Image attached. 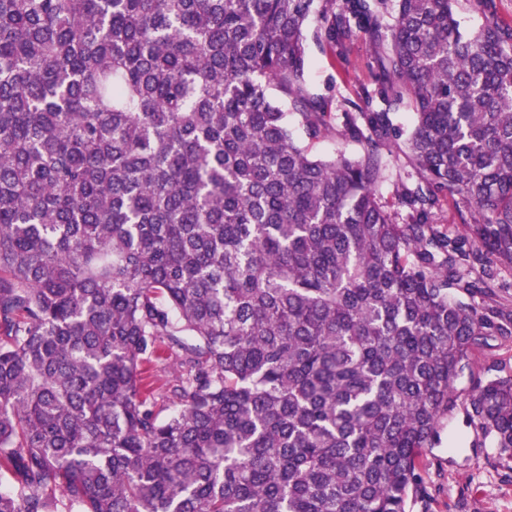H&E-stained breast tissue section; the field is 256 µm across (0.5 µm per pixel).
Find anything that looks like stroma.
<instances>
[{"mask_svg":"<svg viewBox=\"0 0 512 512\" xmlns=\"http://www.w3.org/2000/svg\"><path fill=\"white\" fill-rule=\"evenodd\" d=\"M375 48L366 34L347 41L343 56L323 43L308 44L306 77L311 90L325 97L329 111L340 112L373 88ZM420 492L408 512H512V469L504 467L492 443L454 411L438 447L420 458Z\"/></svg>","mask_w":512,"mask_h":512,"instance_id":"stroma-1","label":"stroma"}]
</instances>
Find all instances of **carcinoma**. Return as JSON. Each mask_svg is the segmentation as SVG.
I'll use <instances>...</instances> for the list:
<instances>
[{
	"label": "carcinoma",
	"instance_id": "carcinoma-1",
	"mask_svg": "<svg viewBox=\"0 0 512 512\" xmlns=\"http://www.w3.org/2000/svg\"><path fill=\"white\" fill-rule=\"evenodd\" d=\"M468 2L0 0V512H407L512 336V27ZM310 30L378 49L355 111ZM463 411L511 463L512 375ZM375 48L368 35L359 33L346 42L344 57L323 43L310 40L306 77L311 90L325 97L329 112L353 110L364 89L375 87ZM309 146L311 153L315 156H329L339 151L355 154L360 149V146L356 142L342 139L336 134L330 135ZM403 150V140H400L399 145L393 149L394 153L388 157L390 165V179L382 187V193L388 200H391L393 197L395 190L394 184L400 179L406 180L407 172L410 170V168L405 164ZM490 344L492 345L491 349L477 353L473 359L475 375L478 376L482 368L492 362L503 369L500 374L507 375L512 373V338L510 340L498 338L490 341ZM150 373L153 376L155 384L162 389L173 380L178 373V366L173 359L164 356L154 360L151 365Z\"/></svg>",
	"mask_w": 512,
	"mask_h": 512
}]
</instances>
